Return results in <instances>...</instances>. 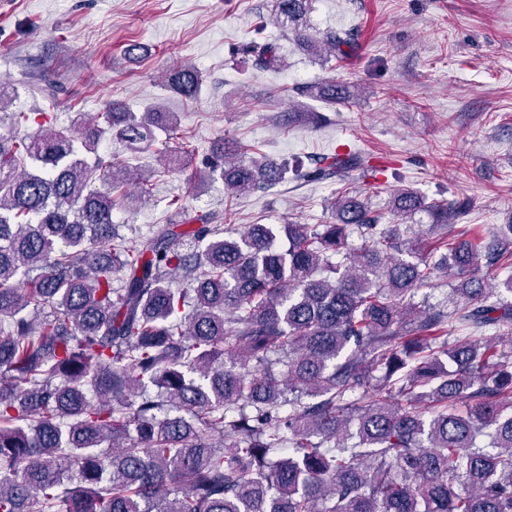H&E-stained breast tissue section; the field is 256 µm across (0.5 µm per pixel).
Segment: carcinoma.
I'll list each match as a JSON object with an SVG mask.
<instances>
[{"label":"carcinoma","mask_w":512,"mask_h":512,"mask_svg":"<svg viewBox=\"0 0 512 512\" xmlns=\"http://www.w3.org/2000/svg\"><path fill=\"white\" fill-rule=\"evenodd\" d=\"M310 4L276 0V23L300 32ZM302 40L338 58L354 33ZM245 51L262 70L282 66L271 42ZM202 83L189 65L168 75L185 98ZM295 92L352 97L333 81ZM12 120L0 134V512H512V351L498 352L512 304L491 300L484 273L512 269V224L450 239L462 205L435 202L434 261L354 194L333 202L331 224L231 238L181 207V223L130 243L112 211L129 184L149 195V177L100 146L146 149L178 114L113 103L99 120L78 113L77 136L45 127L46 112ZM191 156L174 149L163 167ZM204 162L195 181L218 176L239 195L289 171H376L338 151L309 167L245 161L228 141ZM423 205L401 188L392 211ZM450 272L452 310L414 304ZM457 328L467 335L450 346Z\"/></svg>","instance_id":"cac0c4a2"}]
</instances>
